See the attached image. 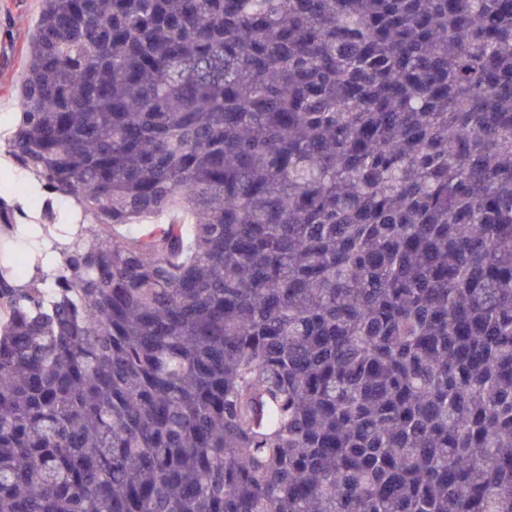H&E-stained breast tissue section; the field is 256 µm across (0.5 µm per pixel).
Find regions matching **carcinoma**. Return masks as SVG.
Returning <instances> with one entry per match:
<instances>
[{
	"mask_svg": "<svg viewBox=\"0 0 512 512\" xmlns=\"http://www.w3.org/2000/svg\"><path fill=\"white\" fill-rule=\"evenodd\" d=\"M5 153L0 512H512V0H42ZM29 180L28 174L16 166H12L9 170L0 169V189L2 195L8 199L12 198L13 201L23 205L25 209L27 208V201L20 196L18 191L23 188ZM35 217L33 220L24 221V225L15 226L10 231L1 232L0 229V265H8L15 271L21 273L28 270V263L35 257L41 255L43 251L49 248V239L42 236V231L37 224L39 213L28 210ZM39 247L38 251L34 248Z\"/></svg>",
	"mask_w": 512,
	"mask_h": 512,
	"instance_id": "carcinoma-1",
	"label": "carcinoma"
}]
</instances>
